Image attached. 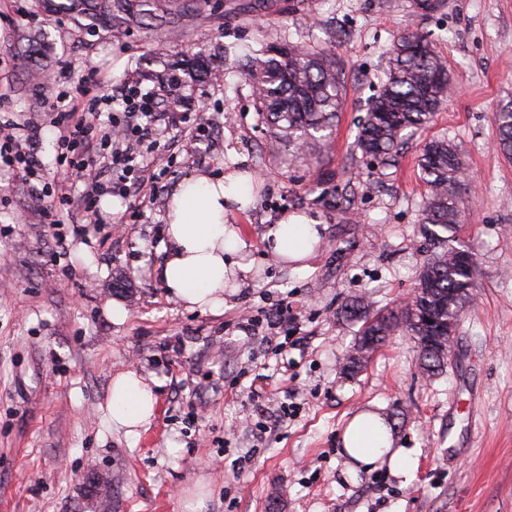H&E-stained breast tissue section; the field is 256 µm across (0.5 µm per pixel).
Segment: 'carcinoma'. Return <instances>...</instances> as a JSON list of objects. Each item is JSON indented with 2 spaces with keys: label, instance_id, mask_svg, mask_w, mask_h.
<instances>
[{
  "label": "carcinoma",
  "instance_id": "carcinoma-1",
  "mask_svg": "<svg viewBox=\"0 0 512 512\" xmlns=\"http://www.w3.org/2000/svg\"><path fill=\"white\" fill-rule=\"evenodd\" d=\"M210 0H37L48 17H66L84 29L105 23L112 31L126 33L151 24L176 28L186 17L200 15ZM151 69L144 75L157 84V98L170 112L194 99L193 87L216 76L208 56L184 53L174 56L158 46L152 50ZM244 75L252 87L255 108L265 119L270 148L293 151L298 145L325 139L344 106L346 81L343 68L330 50L294 45L266 46L247 56ZM447 63L428 36L413 31L400 34L390 49L386 80L366 109L353 145L361 157L377 162L393 158L404 143L405 132L427 125L448 98ZM503 154L512 155V100L493 113ZM420 179L427 193L420 223L429 224L430 240L443 245L455 238L461 203L462 162L446 138L426 142L418 156ZM418 287L427 291L420 299L426 312L411 318L410 307L386 313L373 312L371 304L354 297L340 315L360 324L354 345L370 337L372 350L397 330L411 336H435L431 350L419 351L420 365L428 375L443 370L438 353L448 335V324L458 325L471 302L475 272H467L450 246L435 254L418 276Z\"/></svg>",
  "mask_w": 512,
  "mask_h": 512
}]
</instances>
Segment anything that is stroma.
<instances>
[{
  "label": "stroma",
  "mask_w": 512,
  "mask_h": 512,
  "mask_svg": "<svg viewBox=\"0 0 512 512\" xmlns=\"http://www.w3.org/2000/svg\"><path fill=\"white\" fill-rule=\"evenodd\" d=\"M215 0L206 15L117 34L49 18L35 0H0V120L42 126L38 159L56 172L45 101L84 88L119 102L126 73L157 42L203 48L219 80L196 90L186 119L157 112L141 142L143 186L114 197L101 221L59 229L15 173L0 171V512H512V157L493 113L512 100V0ZM429 35L453 91L395 163L351 153L366 103L383 84L405 27ZM47 52L30 55L29 41ZM327 47L347 97L328 141L270 153L244 74L225 53L259 44ZM45 69L51 84H30ZM459 149L465 185L459 239L477 260L473 301L448 365L425 375L397 331L357 375L343 373L357 326L339 316L355 295L404 304L429 258L417 157L429 139ZM238 169L258 178L229 215L253 274L222 311L185 309L156 275L167 201L186 177ZM319 220L304 268L263 235L283 212ZM127 311L123 323L107 314ZM152 383L156 413L140 437L108 427L113 377ZM389 419L410 477L354 466L342 449L353 415ZM355 478H347L348 468Z\"/></svg>",
  "instance_id": "stroma-1"
}]
</instances>
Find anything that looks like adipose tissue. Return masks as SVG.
Returning <instances> with one entry per match:
<instances>
[{"mask_svg": "<svg viewBox=\"0 0 512 512\" xmlns=\"http://www.w3.org/2000/svg\"><path fill=\"white\" fill-rule=\"evenodd\" d=\"M255 176L230 172L212 180L204 176L180 182L171 194L166 215L165 257L157 269L168 294L190 310L215 313L224 307V294L236 278L250 274L251 267L238 255L244 248L229 213L251 200ZM314 218L283 214L264 235L272 254L291 261L306 260L320 241ZM157 398L152 386L136 372L112 380L105 416L112 429L138 437L155 416ZM343 448L365 465L387 460L395 475L408 476L412 460L392 452V434L375 412L355 414L342 437Z\"/></svg>", "mask_w": 512, "mask_h": 512, "instance_id": "ef3b65f1", "label": "adipose tissue"}]
</instances>
